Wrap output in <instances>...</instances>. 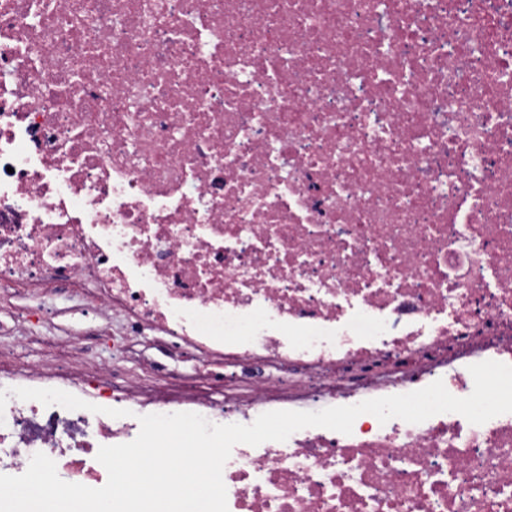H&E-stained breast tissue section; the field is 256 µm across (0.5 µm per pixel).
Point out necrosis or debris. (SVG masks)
<instances>
[{"instance_id": "necrosis-or-debris-1", "label": "necrosis or debris", "mask_w": 512, "mask_h": 512, "mask_svg": "<svg viewBox=\"0 0 512 512\" xmlns=\"http://www.w3.org/2000/svg\"><path fill=\"white\" fill-rule=\"evenodd\" d=\"M48 285L143 371L80 339L1 370L0 474L41 452L102 487L146 414L468 396L512 365V0H0V288ZM223 480L228 512H512V413L364 414Z\"/></svg>"}]
</instances>
